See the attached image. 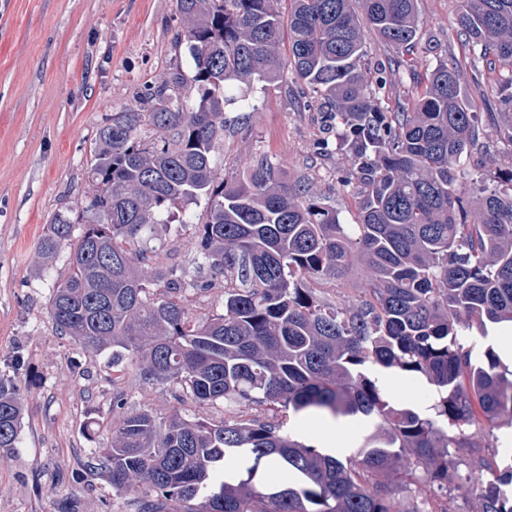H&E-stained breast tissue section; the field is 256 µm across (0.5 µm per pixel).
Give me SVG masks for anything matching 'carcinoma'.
I'll list each match as a JSON object with an SVG mask.
<instances>
[{"instance_id": "cac0c4a2", "label": "carcinoma", "mask_w": 512, "mask_h": 512, "mask_svg": "<svg viewBox=\"0 0 512 512\" xmlns=\"http://www.w3.org/2000/svg\"><path fill=\"white\" fill-rule=\"evenodd\" d=\"M175 2L172 45L192 59L198 106L185 104L189 80L172 66L112 113L92 150L98 220L76 237L56 213L36 255L48 268L69 249L47 306L60 335L144 385L224 403V418H158L129 409L117 387L111 442L82 466L133 496L135 512H397L395 488L419 478L436 494L410 512H447L448 493L473 490L481 512H512V457L468 471L454 458L512 426V370L463 341L512 326V164H498L501 150L512 155V0H458L448 59L422 77L438 43L423 40L419 0H289L286 12L282 0ZM369 30L396 50L372 69ZM465 75L495 107L489 120L473 112ZM233 81L287 82L302 109L341 120L348 167L336 180L354 190L356 223L340 222L312 178L287 180L265 156L234 178L218 173ZM201 196L194 262H165L147 232ZM355 262L367 283L352 301L309 287ZM218 277L224 313L193 318L182 293ZM382 372L423 380L433 403L395 405ZM306 412L376 420L359 460L293 438L287 418ZM22 424L17 384L0 377L1 462ZM231 454L238 476L224 474ZM270 463L295 483L256 482Z\"/></svg>"}]
</instances>
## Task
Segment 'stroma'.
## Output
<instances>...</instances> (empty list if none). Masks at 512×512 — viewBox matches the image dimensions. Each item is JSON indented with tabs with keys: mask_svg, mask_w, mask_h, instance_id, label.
I'll use <instances>...</instances> for the list:
<instances>
[{
	"mask_svg": "<svg viewBox=\"0 0 512 512\" xmlns=\"http://www.w3.org/2000/svg\"><path fill=\"white\" fill-rule=\"evenodd\" d=\"M419 7L423 35L439 44L427 58L433 66L447 58L457 0H420ZM176 26L175 0H0V376L16 381L25 408L19 446L0 464V512H58L65 501L79 512H134L131 496L117 495L100 471L81 465L91 449L111 441L112 362L78 352L56 332L47 302L68 273L67 260L44 271L35 252L55 213L92 222L91 150L105 118L131 104L163 68H189L188 53L170 45ZM224 117L215 160L226 177L263 154L294 177L322 133L317 114L300 111L283 86L254 84L245 100L225 104ZM347 164L333 151L312 178L341 222L351 224L353 195L335 177ZM206 207L198 200L186 207L188 221L157 225V242L172 250L174 262L190 260ZM19 357L26 361L20 371ZM123 386L129 408L160 418L176 409L224 417L220 404L177 402L166 384L144 387L129 374ZM92 418L101 426L89 438ZM290 431L320 447L326 437L342 438L348 457L370 424L301 414Z\"/></svg>",
	"mask_w": 512,
	"mask_h": 512,
	"instance_id": "stroma-1",
	"label": "stroma"
}]
</instances>
